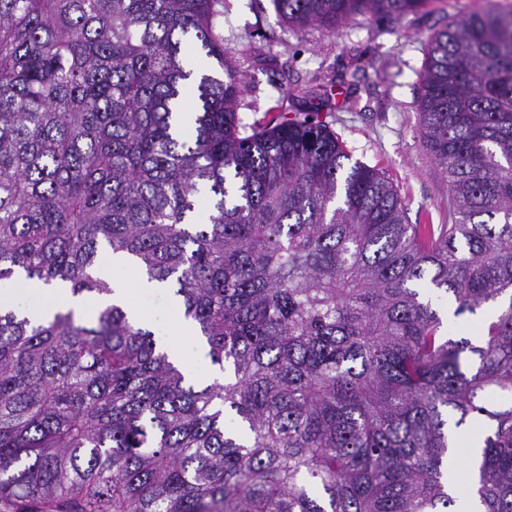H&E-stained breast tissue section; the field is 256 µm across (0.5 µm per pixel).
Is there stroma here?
Listing matches in <instances>:
<instances>
[{"label":"stroma","instance_id":"stroma-1","mask_svg":"<svg viewBox=\"0 0 512 512\" xmlns=\"http://www.w3.org/2000/svg\"><path fill=\"white\" fill-rule=\"evenodd\" d=\"M512 0H430L400 18L357 15L335 29L292 26L272 0H224L216 23L246 87L241 134L276 117L324 124L353 160L382 172L404 203L407 223L448 221V181L424 150L419 105L430 43L449 23L508 7ZM169 288H131L129 304L148 312L162 341L181 348L189 377L209 366L172 308Z\"/></svg>","mask_w":512,"mask_h":512}]
</instances>
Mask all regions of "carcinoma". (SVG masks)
<instances>
[{
	"label": "carcinoma",
	"instance_id": "obj_1",
	"mask_svg": "<svg viewBox=\"0 0 512 512\" xmlns=\"http://www.w3.org/2000/svg\"><path fill=\"white\" fill-rule=\"evenodd\" d=\"M218 0H0V284L175 287L223 378L186 380L123 304L0 309L10 512H512V9L428 51L420 135L448 223L326 127L240 135ZM428 0H273L293 25ZM212 201L201 215L202 197ZM496 304L475 338L445 326ZM455 426L483 433L460 489Z\"/></svg>",
	"mask_w": 512,
	"mask_h": 512
}]
</instances>
